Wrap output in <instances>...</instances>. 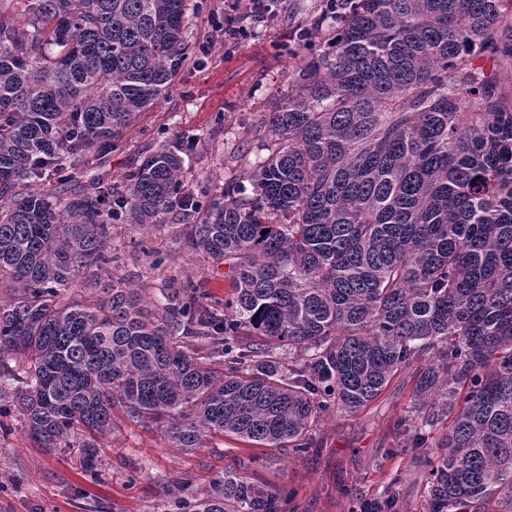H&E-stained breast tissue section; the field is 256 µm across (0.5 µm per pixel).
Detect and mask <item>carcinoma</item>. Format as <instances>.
<instances>
[{
    "label": "carcinoma",
    "instance_id": "carcinoma-1",
    "mask_svg": "<svg viewBox=\"0 0 512 512\" xmlns=\"http://www.w3.org/2000/svg\"><path fill=\"white\" fill-rule=\"evenodd\" d=\"M335 2L299 34L267 155L200 197L176 143L119 183L46 184L168 96L187 0H0V397L88 468L120 415L184 450L301 454L413 367L415 445L448 424L426 512H512V93L485 70L512 62V0ZM176 222L227 267L224 306L101 283L112 225ZM173 506L282 512L236 470Z\"/></svg>",
    "mask_w": 512,
    "mask_h": 512
}]
</instances>
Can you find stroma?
<instances>
[{"label": "stroma", "mask_w": 512, "mask_h": 512, "mask_svg": "<svg viewBox=\"0 0 512 512\" xmlns=\"http://www.w3.org/2000/svg\"><path fill=\"white\" fill-rule=\"evenodd\" d=\"M188 41L193 49L169 96L142 113L126 143L103 149L100 169L119 181L162 143L184 151V178L195 189L223 190L236 181L245 158L268 140L265 112L288 86L299 64L296 38L324 10L326 0H274L264 21L246 19L239 40L202 52L224 0H196ZM173 227L112 228L119 257L114 276L151 295L193 284L211 300L232 292L224 266L185 254ZM143 248H136V241ZM165 261L154 265L151 250ZM412 372L399 373L384 393L355 414L327 413L314 422L316 448L298 455L287 448H255L232 437H207L186 452L171 447L161 430L119 421L101 438L93 469L78 449L34 448L8 402L0 403V512H157L169 493L201 492L223 470H243L259 485L283 491V512H358L363 501L387 492L396 512H424L426 470L413 449L402 447L397 420L414 407Z\"/></svg>", "instance_id": "1"}]
</instances>
